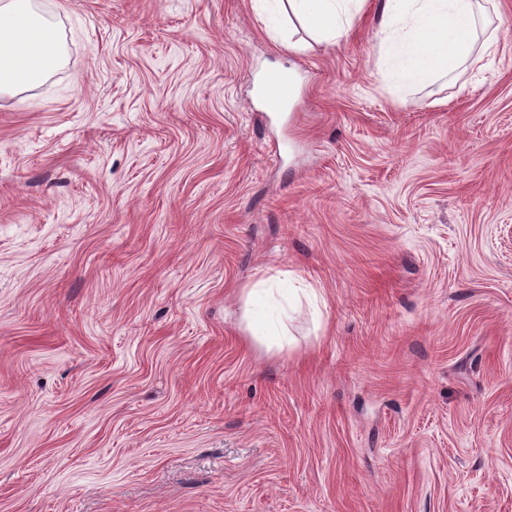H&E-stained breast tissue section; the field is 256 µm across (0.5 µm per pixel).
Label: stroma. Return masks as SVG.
Returning a JSON list of instances; mask_svg holds the SVG:
<instances>
[{
  "label": "stroma",
  "instance_id": "1",
  "mask_svg": "<svg viewBox=\"0 0 512 512\" xmlns=\"http://www.w3.org/2000/svg\"><path fill=\"white\" fill-rule=\"evenodd\" d=\"M39 2L66 62L0 95V512H512V0L401 101L370 13L294 53L252 0ZM270 268L322 297L279 357L240 328ZM264 95L275 106L288 104L295 98L296 89L291 81H288V75H282L269 83L262 89Z\"/></svg>",
  "mask_w": 512,
  "mask_h": 512
}]
</instances>
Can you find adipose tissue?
<instances>
[{
	"label": "adipose tissue",
	"mask_w": 512,
	"mask_h": 512,
	"mask_svg": "<svg viewBox=\"0 0 512 512\" xmlns=\"http://www.w3.org/2000/svg\"><path fill=\"white\" fill-rule=\"evenodd\" d=\"M266 29L283 46L299 50L286 17L329 46L349 36L357 15L380 17L379 73L392 96L403 99L417 86L435 82L465 64L492 54L491 30L482 0H254ZM65 47L53 15L35 0H0V93L43 82L63 65ZM279 274L260 276L242 289L244 333L267 354L290 351L288 297L278 296Z\"/></svg>",
	"instance_id": "ef3b65f1"
}]
</instances>
